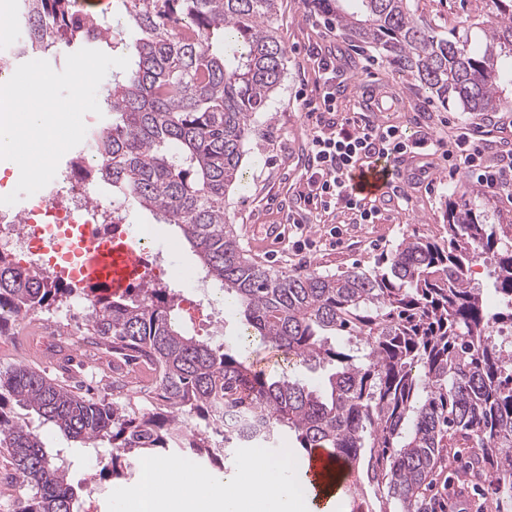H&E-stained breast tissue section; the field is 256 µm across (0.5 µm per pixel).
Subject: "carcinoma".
I'll use <instances>...</instances> for the list:
<instances>
[{
	"mask_svg": "<svg viewBox=\"0 0 512 512\" xmlns=\"http://www.w3.org/2000/svg\"><path fill=\"white\" fill-rule=\"evenodd\" d=\"M40 2L50 23L71 14L70 0ZM279 2L112 0V16L132 23L134 58L106 89L110 121L92 133L100 168L74 175L111 182L132 210L177 228L196 265L238 305L239 349L188 335L173 288L89 292L86 334L156 367V411L134 417L116 399L78 393L25 363L0 371V456L32 491L22 512H76L77 493L16 406L86 447L112 444L115 478L129 454L176 450L220 464L241 442L226 432L219 448L209 429L222 413L257 410L264 444L292 432L305 450L329 448L348 465L350 512H427L436 477L463 452L470 471L496 480L494 512L512 509V341L502 339L512 329V221L502 223L491 199L453 193L447 237L405 238L373 266L337 273L269 269L226 220L256 113L285 71ZM309 2L439 103L508 107L512 0H491L478 47L441 34L415 0ZM84 42L73 24L57 49ZM480 259L493 267V305L471 285ZM71 296L0 252V336L17 317ZM256 340L286 368L331 366L326 387L256 368L241 352Z\"/></svg>",
	"mask_w": 512,
	"mask_h": 512,
	"instance_id": "cac0c4a2",
	"label": "carcinoma"
}]
</instances>
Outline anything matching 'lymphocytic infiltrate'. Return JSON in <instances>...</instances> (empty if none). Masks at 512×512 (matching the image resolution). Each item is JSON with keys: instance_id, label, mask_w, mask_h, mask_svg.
Returning a JSON list of instances; mask_svg holds the SVG:
<instances>
[{"instance_id": "obj_1", "label": "lymphocytic infiltrate", "mask_w": 512, "mask_h": 512, "mask_svg": "<svg viewBox=\"0 0 512 512\" xmlns=\"http://www.w3.org/2000/svg\"><path fill=\"white\" fill-rule=\"evenodd\" d=\"M431 143L427 135L411 142L407 133L396 125H359L347 119L339 128L328 132L314 128L309 138L310 175L303 201L325 212L341 206L356 212L362 222L375 223L380 209L365 198L349 193L350 173L369 156L395 160Z\"/></svg>"}]
</instances>
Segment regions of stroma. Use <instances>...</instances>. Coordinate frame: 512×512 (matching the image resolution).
<instances>
[{"instance_id": "stroma-1", "label": "stroma", "mask_w": 512, "mask_h": 512, "mask_svg": "<svg viewBox=\"0 0 512 512\" xmlns=\"http://www.w3.org/2000/svg\"><path fill=\"white\" fill-rule=\"evenodd\" d=\"M474 0H419L424 17L441 30H454L471 45L484 41L476 26ZM278 34L286 48L287 67L281 86L257 116V131L247 147L243 169L245 182L230 191L225 210L234 224L242 246L267 267L278 269L319 268L342 270L372 265L403 238L425 235L445 236L443 211L453 190L474 185L472 174L451 167L447 155L456 149L457 135L479 131L484 164L500 163L505 150L512 149V109L496 112H462L428 101L425 91L409 77L396 73L381 55L358 46L335 29L326 28L323 17L314 16L305 0H281L276 20ZM335 55L336 109L324 113L325 126L351 118L360 122L376 119L363 111L354 92L359 83L390 88L400 103L398 111L382 116V123L394 124L417 137L431 133L432 165L420 169L406 198H394L374 224L360 223L358 216L339 207L325 213L306 207L298 219L306 229L311 246L300 251L294 246L297 234L287 225L286 213L305 186L309 167L308 139L313 121L308 103L319 100L317 64L320 56ZM257 224H279L284 237L274 246L247 235ZM15 414L36 432L50 453L58 455L69 471L78 492L77 512H125L127 498L138 483V457L126 459V476L116 479L103 465L112 454L109 444L85 448L25 409Z\"/></svg>"}]
</instances>
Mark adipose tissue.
<instances>
[{
	"instance_id": "obj_1",
	"label": "adipose tissue",
	"mask_w": 512,
	"mask_h": 512,
	"mask_svg": "<svg viewBox=\"0 0 512 512\" xmlns=\"http://www.w3.org/2000/svg\"><path fill=\"white\" fill-rule=\"evenodd\" d=\"M288 467L285 457L248 459L239 472L224 478V512H318L305 485L284 480L283 473ZM170 469V463L157 458L141 460V479L131 500L133 512H160L164 506L176 508L178 497H166L160 485L162 474Z\"/></svg>"
}]
</instances>
